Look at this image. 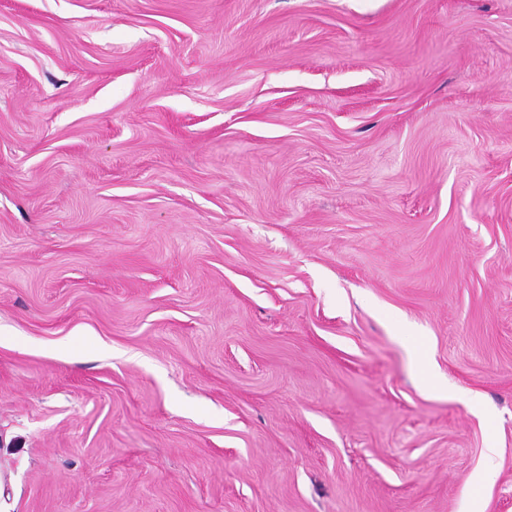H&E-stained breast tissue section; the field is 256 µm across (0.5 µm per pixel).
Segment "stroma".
<instances>
[{"mask_svg": "<svg viewBox=\"0 0 512 512\" xmlns=\"http://www.w3.org/2000/svg\"><path fill=\"white\" fill-rule=\"evenodd\" d=\"M0 512H512V0H0Z\"/></svg>", "mask_w": 512, "mask_h": 512, "instance_id": "obj_1", "label": "stroma"}]
</instances>
